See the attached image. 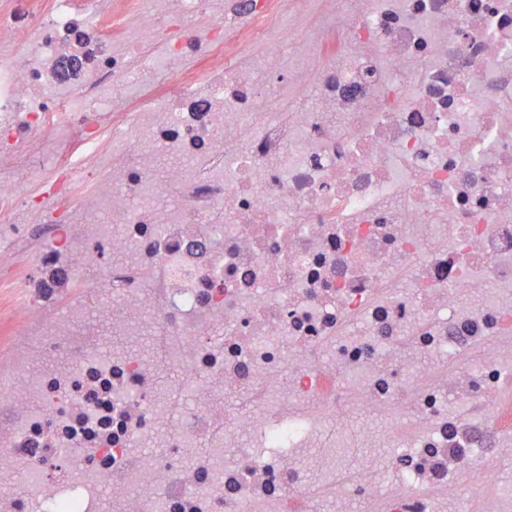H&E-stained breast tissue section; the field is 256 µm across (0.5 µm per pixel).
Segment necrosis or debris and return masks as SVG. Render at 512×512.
Segmentation results:
<instances>
[{"mask_svg":"<svg viewBox=\"0 0 512 512\" xmlns=\"http://www.w3.org/2000/svg\"><path fill=\"white\" fill-rule=\"evenodd\" d=\"M281 6L151 0L132 39L111 0L0 11V512H451L474 487L511 512L512 0H352L275 38ZM273 83L313 95L270 112ZM109 85L127 112L94 109ZM164 155L191 164L155 180ZM2 289L4 288H0V351L7 346L15 329V324L6 319L7 312L18 302L15 292L6 293Z\"/></svg>","mask_w":512,"mask_h":512,"instance_id":"necrosis-or-debris-1","label":"necrosis or debris"}]
</instances>
